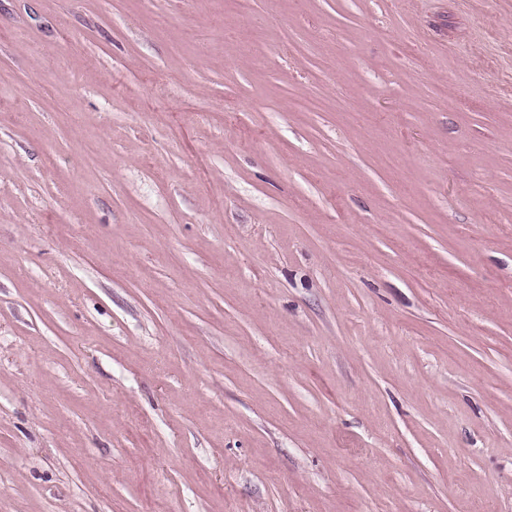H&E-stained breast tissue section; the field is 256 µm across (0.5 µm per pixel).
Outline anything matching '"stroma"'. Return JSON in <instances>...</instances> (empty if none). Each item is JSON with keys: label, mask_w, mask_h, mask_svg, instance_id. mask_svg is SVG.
Segmentation results:
<instances>
[{"label": "stroma", "mask_w": 512, "mask_h": 512, "mask_svg": "<svg viewBox=\"0 0 512 512\" xmlns=\"http://www.w3.org/2000/svg\"><path fill=\"white\" fill-rule=\"evenodd\" d=\"M490 83L512 0H0V512H512Z\"/></svg>", "instance_id": "obj_1"}]
</instances>
